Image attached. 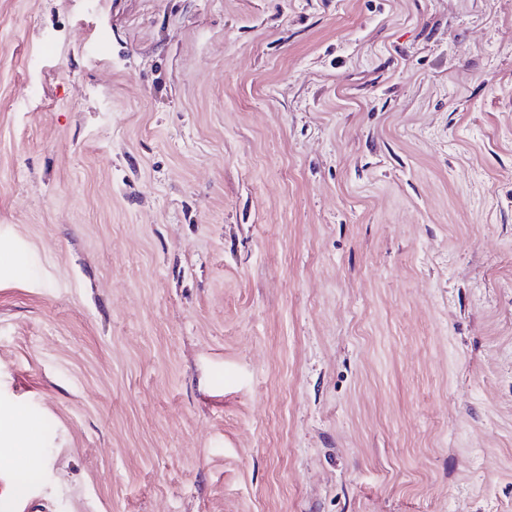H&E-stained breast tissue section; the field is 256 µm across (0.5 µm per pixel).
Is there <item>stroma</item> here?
<instances>
[{
  "label": "stroma",
  "mask_w": 512,
  "mask_h": 512,
  "mask_svg": "<svg viewBox=\"0 0 512 512\" xmlns=\"http://www.w3.org/2000/svg\"><path fill=\"white\" fill-rule=\"evenodd\" d=\"M0 512H512V0H0Z\"/></svg>",
  "instance_id": "1"
}]
</instances>
